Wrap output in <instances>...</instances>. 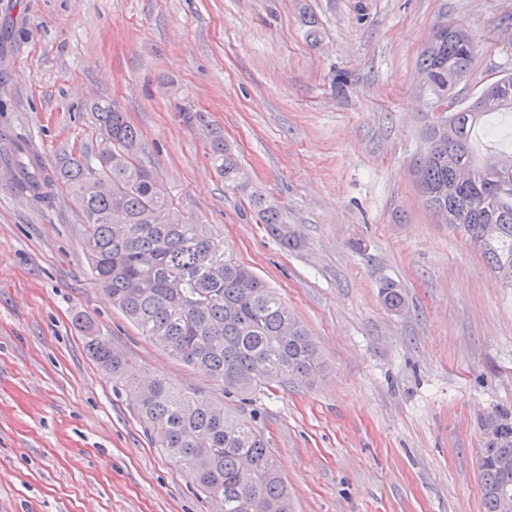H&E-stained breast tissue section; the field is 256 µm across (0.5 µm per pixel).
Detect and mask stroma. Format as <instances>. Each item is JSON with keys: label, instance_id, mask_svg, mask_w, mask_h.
<instances>
[{"label": "stroma", "instance_id": "1", "mask_svg": "<svg viewBox=\"0 0 512 512\" xmlns=\"http://www.w3.org/2000/svg\"><path fill=\"white\" fill-rule=\"evenodd\" d=\"M477 45L460 108L512 72V0H0V512H211L155 448L84 323L139 377L220 396L96 284L83 215L4 170L96 151L117 102L185 216L276 289L323 361L260 396L293 512H483L479 417L512 406V288L422 197L439 112L421 53L441 21ZM220 136L303 244L282 250L209 156ZM402 288L388 310L381 281Z\"/></svg>", "mask_w": 512, "mask_h": 512}]
</instances>
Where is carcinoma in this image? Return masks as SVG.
I'll list each match as a JSON object with an SVG mask.
<instances>
[{"label":"carcinoma","mask_w":512,"mask_h":512,"mask_svg":"<svg viewBox=\"0 0 512 512\" xmlns=\"http://www.w3.org/2000/svg\"><path fill=\"white\" fill-rule=\"evenodd\" d=\"M477 46L459 29L433 35L421 55L433 94L448 99L467 76ZM492 104L470 102L431 126L414 166L427 206L447 224L463 230L472 247L505 287L512 288V192L486 195L495 181L512 184V167L498 164L499 148L479 153L484 118L512 112V75L487 85ZM98 150L65 158L48 170L23 147L13 157L17 194L45 199L58 184L68 186L85 217L83 245L94 279L112 304L142 333L173 356L219 383L226 405L198 390H177L164 379L145 383L126 377L129 356L85 326L86 344L112 379L126 384L140 420L163 449L190 476L213 512H291L288 486L244 405L290 378H307L319 361L308 330L275 290L224 249L210 230L183 215L159 176L145 163L140 135L125 113L105 101L91 104ZM224 187L247 195L267 233L281 248L300 239L283 220L275 201L250 191L232 146L219 136L210 142ZM384 305H405L399 286H380ZM495 425V440L482 446L479 468L484 512H502L497 491L512 490V471L499 458L512 456V407H496L479 418Z\"/></svg>","instance_id":"1"}]
</instances>
